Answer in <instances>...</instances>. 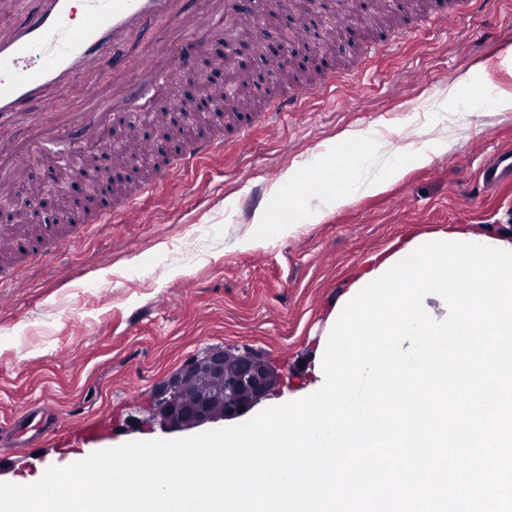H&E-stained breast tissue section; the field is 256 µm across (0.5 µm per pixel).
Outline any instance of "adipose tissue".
Returning <instances> with one entry per match:
<instances>
[{
	"label": "adipose tissue",
	"instance_id": "1",
	"mask_svg": "<svg viewBox=\"0 0 512 512\" xmlns=\"http://www.w3.org/2000/svg\"><path fill=\"white\" fill-rule=\"evenodd\" d=\"M447 148L444 138L386 148L377 131H356L348 134L342 149L333 153V174L325 182L300 184L296 172L290 169L283 174L281 183L294 190L302 222L318 224L357 198L379 193L409 169L427 165L432 154Z\"/></svg>",
	"mask_w": 512,
	"mask_h": 512
}]
</instances>
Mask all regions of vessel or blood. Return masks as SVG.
Returning a JSON list of instances; mask_svg holds the SVG:
<instances>
[{
  "label": "vessel or blood",
  "instance_id": "vessel-or-blood-1",
  "mask_svg": "<svg viewBox=\"0 0 512 512\" xmlns=\"http://www.w3.org/2000/svg\"><path fill=\"white\" fill-rule=\"evenodd\" d=\"M200 12L185 11L183 0H41V7L17 26H0V195L19 194L29 179L30 159L71 175H79L89 160L112 141V118L129 121L153 117L158 99L175 87L174 80L192 69L198 56L209 50L212 17L224 19L232 30L251 6L250 0H205ZM154 22L178 29L177 37L156 40L142 56L130 55L126 44L133 33ZM108 74L106 98L89 97L77 109H62L59 95L70 92L71 80ZM212 100L214 126L204 136L183 141L174 152H160L152 175L111 201L77 214L62 223L34 226L25 234L18 226L0 225V288L10 286L18 260L46 258L80 242L91 229L112 219L131 215L140 197L156 191L169 178L194 168L201 160L223 153L225 128L246 138L251 125H267L298 109V93L270 86L257 92L263 110L250 124L238 120L233 95L202 84ZM41 101L49 120L30 112ZM480 176L494 186L512 179V151L499 153L485 164ZM26 431L25 440L8 441V452L30 449L37 439L58 428L56 412L33 407L13 420Z\"/></svg>",
  "mask_w": 512,
  "mask_h": 512
}]
</instances>
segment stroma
<instances>
[{"mask_svg":"<svg viewBox=\"0 0 512 512\" xmlns=\"http://www.w3.org/2000/svg\"><path fill=\"white\" fill-rule=\"evenodd\" d=\"M440 5L384 0L385 20L361 34L379 40ZM277 26L271 8L261 20L242 18L248 71H270L259 40L276 35ZM326 41L333 50L323 68L335 72V85L295 83V61ZM510 48L512 0H475L450 25L420 27L413 39L376 54L355 79L350 31L291 42L289 64L274 73L278 84L299 86V112L174 176L141 198L136 221L98 225L76 249L28 267L6 289L0 431L26 409L48 404L63 432L89 424L102 436L67 455L49 434L37 450L0 461V480L18 484L49 464L161 439L158 431L129 430L128 415L149 405L166 376L211 348L261 354L282 375L263 405L284 404L315 382L329 318L370 256L451 224L512 234V183L488 188L479 179L483 164L512 148V110L461 106L476 89L512 92ZM367 128L392 141L406 133L417 142L442 134L448 149L323 223L239 248V240L259 232L258 212L280 222L296 217L275 196L270 172L295 167L308 181L307 167L319 154Z\"/></svg>","mask_w":512,"mask_h":512,"instance_id":"stroma-1","label":"stroma"}]
</instances>
